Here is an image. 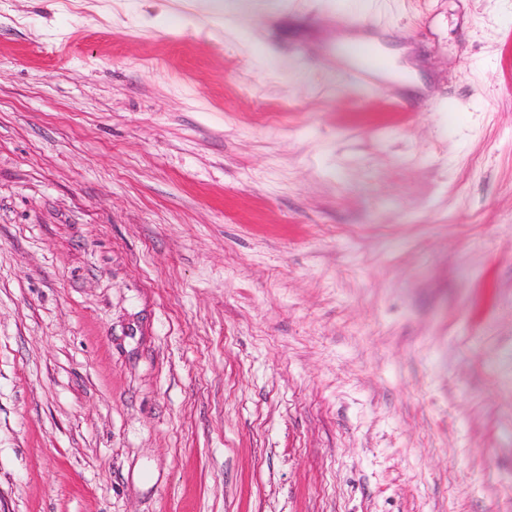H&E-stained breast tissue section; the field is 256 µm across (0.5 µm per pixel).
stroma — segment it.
Masks as SVG:
<instances>
[{
	"label": "stroma",
	"instance_id": "35a3bbf8",
	"mask_svg": "<svg viewBox=\"0 0 512 512\" xmlns=\"http://www.w3.org/2000/svg\"><path fill=\"white\" fill-rule=\"evenodd\" d=\"M0 512H512V0H0ZM337 60L349 63L350 77L359 84H373L376 76L386 68L385 60L371 47V43L361 39L351 40L344 45Z\"/></svg>",
	"mask_w": 512,
	"mask_h": 512
}]
</instances>
